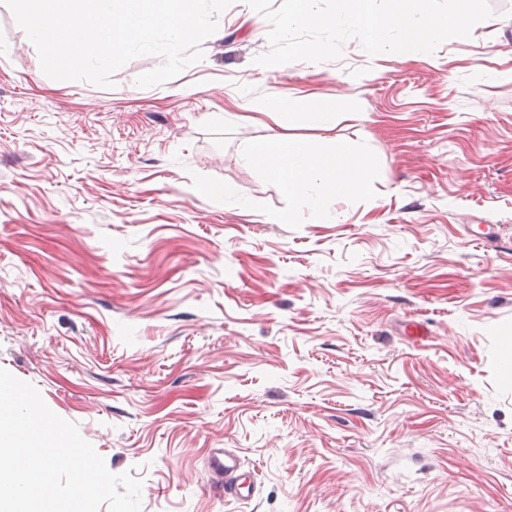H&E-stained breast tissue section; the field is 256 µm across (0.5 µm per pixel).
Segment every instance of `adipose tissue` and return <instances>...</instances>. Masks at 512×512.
<instances>
[{
    "mask_svg": "<svg viewBox=\"0 0 512 512\" xmlns=\"http://www.w3.org/2000/svg\"><path fill=\"white\" fill-rule=\"evenodd\" d=\"M300 108L292 93L281 92L266 99L255 122L270 120L280 126L279 134L245 143L244 153L264 169L280 192L288 197L295 211L312 210L321 219H329L328 202L336 196H359L369 193L365 174L366 159L346 144L315 151L308 144L288 134V127Z\"/></svg>",
    "mask_w": 512,
    "mask_h": 512,
    "instance_id": "ef3b65f1",
    "label": "adipose tissue"
}]
</instances>
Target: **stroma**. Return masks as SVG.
<instances>
[{
    "label": "stroma",
    "instance_id": "obj_1",
    "mask_svg": "<svg viewBox=\"0 0 512 512\" xmlns=\"http://www.w3.org/2000/svg\"><path fill=\"white\" fill-rule=\"evenodd\" d=\"M434 53L259 68L245 0L170 81L45 75L0 5V367L141 512H512V0ZM288 91L370 160L319 224L252 165ZM214 448L254 496L225 494ZM300 108V100L292 93L281 92L266 99L261 107V112H255L256 115L246 116V119L252 122L262 123L263 119H269L274 124L288 129L290 121ZM208 469L224 476V491L234 498H248L254 493V484L250 477L241 472L238 458L223 448H214L209 456Z\"/></svg>",
    "mask_w": 512,
    "mask_h": 512
}]
</instances>
